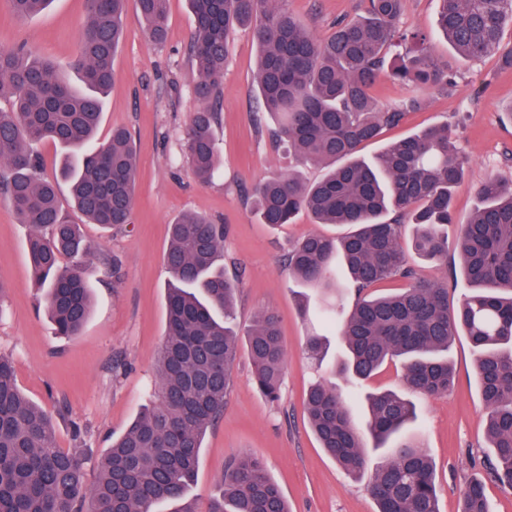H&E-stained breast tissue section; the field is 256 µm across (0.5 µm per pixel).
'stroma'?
Returning <instances> with one entry per match:
<instances>
[{
    "label": "stroma",
    "mask_w": 512,
    "mask_h": 512,
    "mask_svg": "<svg viewBox=\"0 0 512 512\" xmlns=\"http://www.w3.org/2000/svg\"><path fill=\"white\" fill-rule=\"evenodd\" d=\"M288 6L320 39L329 36L336 21L362 12L360 0H289ZM85 18L84 0H54L46 11L23 22L14 18L8 0H0V50L27 44L53 59L62 76L71 77L69 62ZM399 27L424 33L435 57L455 72L456 83L447 93L426 92L424 106L386 129L383 140L395 141L438 123L455 126L458 147L469 165L453 196L457 221L448 227L453 237L458 222L477 205L473 184L489 176L512 182V120L506 116L512 105V68H503L495 54L474 61L457 56L437 26L435 0H405ZM192 28L188 0H170L167 43L154 47L134 0L126 5L98 137L108 139L116 126L131 132L137 152L135 199L130 224L119 229L89 223L76 212L71 215L94 249L87 260L92 312L79 336H55L45 297L31 277L30 228L0 197V280L7 285L0 296V354L14 359L17 383L28 399L61 409L57 441L65 449H83L92 461L87 476L95 478V461L155 396L154 355L166 327L168 228L184 212L199 213L223 225L224 268L241 275L235 304L240 331H247L260 311L276 312L287 364L280 399L273 403L254 385L247 357L237 361L224 416L206 435L191 488L197 508L205 512L218 494L225 466L250 455L264 460L292 512H375L367 474L380 462V453L367 451L366 476L348 475L320 448L304 414V399L313 382L334 379L355 423L364 425L361 397L380 390L407 392L402 366L388 363L360 386L332 378L328 364L341 354L342 345L317 311L300 315L297 286L283 259L292 244L310 234L336 237L344 229L315 223L305 213L273 229L251 211V190L257 182L296 170L312 183L324 170L297 166L273 142V122L257 123V48L245 29L230 38L224 100L215 125L224 163L206 186L183 163V134L200 108L193 93ZM112 255L123 261L118 279L102 263ZM410 262L418 276L447 281L449 303L467 293L456 256H449L444 266L415 256ZM312 332L329 340L327 365H317L305 352L303 340ZM449 356L456 373L454 388L442 396L413 395L417 417L406 435L434 461L441 512H458L461 492L472 479L483 480L493 512H512V488L488 480L481 466L487 451L485 409L468 338L456 337ZM78 427L83 430L79 436L74 433Z\"/></svg>",
    "instance_id": "stroma-1"
}]
</instances>
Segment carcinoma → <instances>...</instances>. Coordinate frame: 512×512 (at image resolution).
<instances>
[{
  "label": "carcinoma",
  "instance_id": "cac0c4a2",
  "mask_svg": "<svg viewBox=\"0 0 512 512\" xmlns=\"http://www.w3.org/2000/svg\"><path fill=\"white\" fill-rule=\"evenodd\" d=\"M14 16L27 20L52 0H9ZM195 19L190 50L197 71L194 94L201 108L183 137V157L202 184L220 159L213 127L223 98L229 32L250 29L258 48L256 120L275 118V141L301 164L326 166L311 184L290 172L258 182L253 190L263 224H288L307 212L318 224H341L339 238L311 234L297 242L284 266L298 285L322 295L336 292L342 267L358 296L350 308L328 311L345 355L334 372L361 383L383 365L402 362L408 390L448 392L454 380L448 351L456 336L468 337L475 375L486 408L490 478L512 486V183L487 177L474 187L476 209L454 245L470 292L448 306V285L420 279L407 251L439 265L448 263V225L458 223L452 198L465 180L468 161L459 155L454 128L428 127L382 147L369 161L360 152L400 124L405 110L422 105L419 92L448 91L455 82L417 31H402L404 0H361L363 14L336 22L320 40L287 7L288 0H188ZM127 0H85L86 20L71 69L76 89L54 63L24 45L0 52V185L5 199L29 225L28 252L35 283L45 290L54 333L78 335L90 310L85 258L92 246L62 209L57 184L41 176L37 146L63 149L60 178L71 185L74 207L90 223H130L135 197V151L130 134H95L123 33ZM437 25L461 57L497 53L512 67V47H501L512 0H437ZM151 44L166 40L168 0H137ZM387 76L409 96L399 108H382L372 88ZM413 228L408 246L402 228ZM224 226L185 213L170 224L165 265V337L156 356L157 398L97 462L86 481L89 458L57 444L51 415L21 392L13 360L0 355V512H198L189 489L195 482L207 430L224 413L239 334L233 318L238 278L224 271ZM68 257V266L61 265ZM408 280L395 294L369 290L391 279ZM245 350L257 388L279 400L286 351L279 320L264 311L247 333ZM309 357L322 361L327 344L306 337ZM366 429L373 447L392 445L372 474L368 490L375 512H440L431 458L400 437L416 418L411 400L382 391L367 397ZM305 410L321 448L345 471L361 475L364 439L346 400L331 383L313 385ZM208 512H290L262 462L242 457L222 477V492ZM460 512H491L484 488H464Z\"/></svg>",
  "mask_w": 512,
  "mask_h": 512
}]
</instances>
